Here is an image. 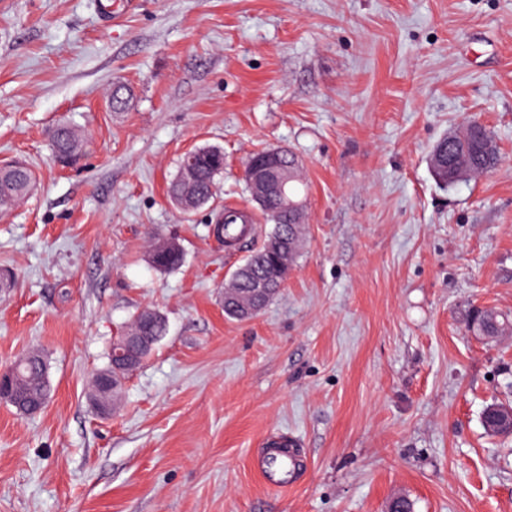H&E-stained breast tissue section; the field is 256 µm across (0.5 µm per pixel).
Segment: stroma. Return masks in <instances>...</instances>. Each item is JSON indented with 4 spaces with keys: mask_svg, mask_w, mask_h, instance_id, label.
<instances>
[{
    "mask_svg": "<svg viewBox=\"0 0 512 512\" xmlns=\"http://www.w3.org/2000/svg\"><path fill=\"white\" fill-rule=\"evenodd\" d=\"M127 85V110L107 93ZM476 119L501 163L448 186L437 143ZM79 130V161L49 129ZM224 173L184 212L185 153ZM298 159L303 241L280 293L245 321L224 287L264 242L212 216L249 205L264 149ZM37 188L0 216V369L38 349L50 399L0 402V512H512V0H0V164ZM184 249L176 269L151 244ZM167 334L115 397L91 404L114 336L144 308ZM300 445L285 491L251 466L269 435ZM52 158L66 166L76 161L83 150V142L68 123L57 125L50 134ZM196 155L194 177L187 182L181 172L170 183L169 194L174 202L181 203L184 193L193 196L192 208L197 209L214 198L216 194V177L224 172V152L218 148H199L193 151ZM165 243L154 246L150 252V263L157 270H172L179 267L183 261L184 251L182 247L167 250ZM468 327L475 335L493 341L506 333H512V319L492 309L477 308L469 315Z\"/></svg>",
    "mask_w": 512,
    "mask_h": 512,
    "instance_id": "stroma-1",
    "label": "stroma"
}]
</instances>
